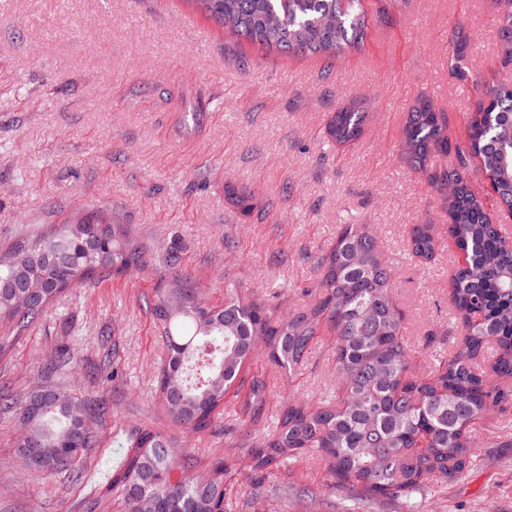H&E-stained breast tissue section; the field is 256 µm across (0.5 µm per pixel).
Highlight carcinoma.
<instances>
[{
    "label": "carcinoma",
    "mask_w": 512,
    "mask_h": 512,
    "mask_svg": "<svg viewBox=\"0 0 512 512\" xmlns=\"http://www.w3.org/2000/svg\"><path fill=\"white\" fill-rule=\"evenodd\" d=\"M216 24L267 53L316 57L328 63L365 48L371 22L364 0H191ZM498 59L512 67V12L499 13ZM469 37L453 31L449 71L472 84L479 102L461 140L448 136L450 118L424 96L410 107L401 151L412 168L428 176L444 197L448 239L460 253L452 273V305L458 336L448 357L425 376L412 375L413 349L403 315L393 299L394 271L364 224H346L318 257V280L301 288L308 307L280 314L262 299L229 290L224 305L198 300L199 289L183 271L172 244L155 264L125 224L96 215L38 231L0 252V320L19 335L72 288L93 278L160 268V281L144 298L167 349L158 387L167 417L194 432L209 428L230 400H240L245 420L264 417L268 383L249 374L264 357L279 373L299 374L318 337L334 338L336 398L312 405L292 395L274 428L237 449L251 463L256 493L266 476L310 453L344 487L373 495L410 498L431 482L451 481L468 467L467 429L490 411L512 408V238L499 215L470 189L482 176L500 215L512 218V83L480 84L468 66ZM368 112L350 100L331 113L327 141L358 142ZM450 167L428 172L436 156ZM227 196L243 216L253 212V194L233 185ZM439 246L433 224H417L412 253L431 259ZM497 345L486 369L477 359L489 341ZM72 348L61 345L44 366L54 373L76 368ZM0 410L15 414L16 442L38 476L83 477V459L99 445L88 422L104 419L102 400L78 399L46 382L22 400L0 393ZM129 452L112 486L125 512L152 499L158 512H224V471L218 460L198 480L200 462L162 433L143 428L131 435Z\"/></svg>",
    "instance_id": "obj_1"
}]
</instances>
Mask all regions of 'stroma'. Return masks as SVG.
<instances>
[{"instance_id": "stroma-1", "label": "stroma", "mask_w": 512, "mask_h": 512, "mask_svg": "<svg viewBox=\"0 0 512 512\" xmlns=\"http://www.w3.org/2000/svg\"><path fill=\"white\" fill-rule=\"evenodd\" d=\"M397 21L374 24L365 51L333 62L266 53L216 26L190 0H0V249L23 234L94 213L128 225L150 255L179 242L184 271L212 304L229 287L282 309L302 306L321 250L343 225L366 224L395 271L394 296L417 372L447 356L457 336L444 202L400 151L410 106L432 98L459 135L474 112L472 86L448 76V39L471 38L474 75L511 80L497 59L495 0H390ZM365 103L370 121L349 147L326 142L324 126L342 102ZM197 112L199 124L184 115ZM251 191L261 220H246L224 187ZM417 224L437 227L439 247L422 261L409 248ZM235 242L225 251V238ZM158 272L95 279L71 290L11 339L0 385L24 398L63 342L82 375H56L77 396H103L109 413L85 482L35 478L15 451L19 421L0 413V512H83L105 488L126 437L148 426L198 459L224 458L227 512H512V413L484 419L465 474L410 500L338 487L316 457L275 470L252 497L233 446L271 429L288 395L324 401L334 391L332 339L323 336L296 382L263 360L262 425L237 403L206 430L188 433L165 418L157 372L162 338L143 306ZM437 342L423 346L428 332ZM112 359L123 377L92 374Z\"/></svg>"}]
</instances>
